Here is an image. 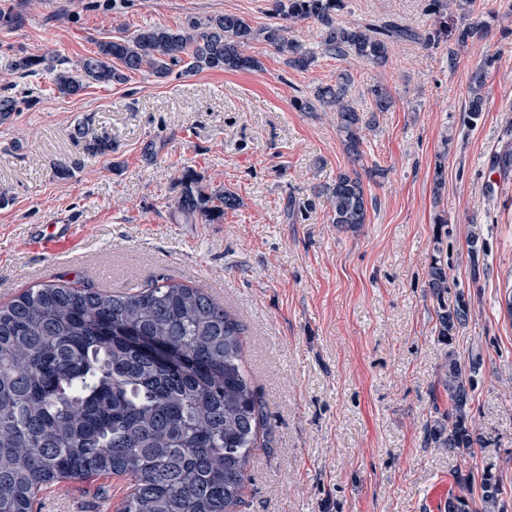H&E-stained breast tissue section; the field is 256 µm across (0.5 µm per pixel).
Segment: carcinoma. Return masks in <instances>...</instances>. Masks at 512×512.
<instances>
[{
    "instance_id": "obj_1",
    "label": "carcinoma",
    "mask_w": 512,
    "mask_h": 512,
    "mask_svg": "<svg viewBox=\"0 0 512 512\" xmlns=\"http://www.w3.org/2000/svg\"><path fill=\"white\" fill-rule=\"evenodd\" d=\"M347 8L348 0H273V23L256 26L232 13L190 16L177 28L146 26L100 42L94 55L75 64L19 56L8 68L23 77L47 71L58 94L72 97L92 84H123L130 72L165 81L203 70L258 69L260 60L248 50L260 40L289 68L305 71L314 63L313 52L290 35L304 21L317 26L326 53L355 57L374 69L387 65L398 42L430 49L448 36L442 25L421 33L394 22L342 23ZM453 10L460 18L456 45L487 33L488 22L470 20V0H429L428 11L438 19ZM490 66L487 59L471 73L464 106L470 120L483 112ZM350 85L343 73L335 84L296 98L294 106L333 112L355 168L337 175L324 192L331 223L357 232L369 223V206L358 171L364 167L363 118L349 99ZM367 93L376 112L394 104L379 80ZM34 104L3 88L0 121ZM180 185L176 208L186 224L217 221L240 205L230 191L214 204L189 170ZM428 288L438 303V336L451 345L469 308L462 293H451L448 266L439 257L429 267ZM243 333L240 322L203 289L168 281L112 296L90 286L46 283L0 306V512H32L41 489L102 475L130 477L121 512H235L263 420L243 365ZM124 336L151 338L186 356L188 364L148 358ZM472 371L473 365L448 351L439 376L448 415L427 430L436 448L469 451L481 443L468 422ZM458 481L461 493L448 499V512H474L476 484L483 512H504L495 476L470 473Z\"/></svg>"
}]
</instances>
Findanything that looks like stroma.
<instances>
[{
  "instance_id": "stroma-1",
  "label": "stroma",
  "mask_w": 512,
  "mask_h": 512,
  "mask_svg": "<svg viewBox=\"0 0 512 512\" xmlns=\"http://www.w3.org/2000/svg\"><path fill=\"white\" fill-rule=\"evenodd\" d=\"M428 0H348L346 22L434 23ZM271 0H0L22 12L0 24V88L15 51L76 60L98 42L187 17L234 13L268 23ZM492 19L484 38L427 50L404 42L377 71L325 53L314 24L296 33L316 57L294 71L264 42L261 69L204 71L159 82L130 74L60 96L48 73L28 77L35 105L0 122V304L35 285H93L112 270V292L168 278L205 289L244 328L243 360L264 405L260 442L237 512H428L441 478L491 472L512 512V0H473ZM492 59L485 106L462 122L473 67ZM352 79L360 113L382 79L395 100L363 132L373 205L358 233L331 224L324 189L352 164L329 112L292 100ZM112 149L91 154L87 138ZM209 194L233 192L222 221L185 224L175 203L184 170ZM443 175L435 186V175ZM71 224L66 254H46L34 226ZM478 252H471V245ZM465 294L468 319L453 345L439 338L427 287L434 257ZM479 359L471 391L475 453L427 441L448 411L439 385L448 351ZM127 477L42 489L33 512H118Z\"/></svg>"
}]
</instances>
